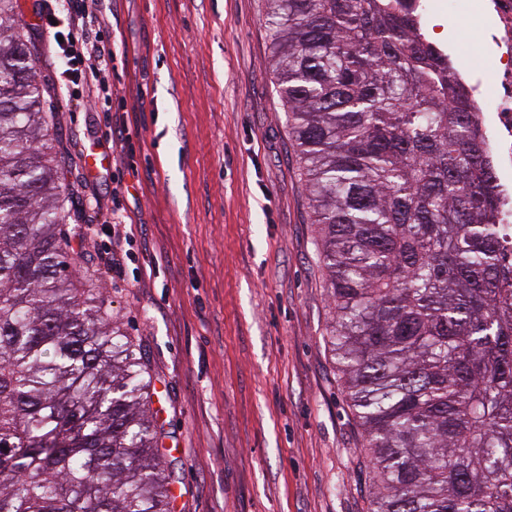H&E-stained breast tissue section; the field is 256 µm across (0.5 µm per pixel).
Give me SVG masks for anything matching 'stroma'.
Returning <instances> with one entry per match:
<instances>
[{
	"label": "stroma",
	"mask_w": 512,
	"mask_h": 512,
	"mask_svg": "<svg viewBox=\"0 0 512 512\" xmlns=\"http://www.w3.org/2000/svg\"><path fill=\"white\" fill-rule=\"evenodd\" d=\"M36 2L19 20L64 158L70 267L146 354L171 512H369L263 0H102L112 59L92 109L60 92ZM428 30L459 71L488 69L479 19L443 6ZM112 212L132 225L118 280L101 261Z\"/></svg>",
	"instance_id": "obj_1"
}]
</instances>
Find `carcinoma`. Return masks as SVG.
I'll list each match as a JSON object with an SVG mask.
<instances>
[{
  "label": "carcinoma",
  "instance_id": "carcinoma-1",
  "mask_svg": "<svg viewBox=\"0 0 512 512\" xmlns=\"http://www.w3.org/2000/svg\"><path fill=\"white\" fill-rule=\"evenodd\" d=\"M370 512H512V261L468 94L407 0H264ZM0 0V512H170L143 356L68 273L61 160Z\"/></svg>",
  "mask_w": 512,
  "mask_h": 512
}]
</instances>
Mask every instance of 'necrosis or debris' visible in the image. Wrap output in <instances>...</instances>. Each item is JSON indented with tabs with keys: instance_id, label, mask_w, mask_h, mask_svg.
<instances>
[{
	"instance_id": "1",
	"label": "necrosis or debris",
	"mask_w": 512,
	"mask_h": 512,
	"mask_svg": "<svg viewBox=\"0 0 512 512\" xmlns=\"http://www.w3.org/2000/svg\"><path fill=\"white\" fill-rule=\"evenodd\" d=\"M466 12L486 22L482 51L493 66L486 74L466 73L464 85L494 161L502 193L501 243L512 254V0H466Z\"/></svg>"
}]
</instances>
